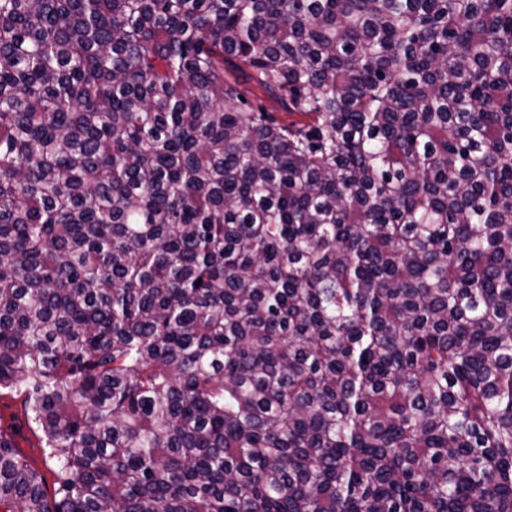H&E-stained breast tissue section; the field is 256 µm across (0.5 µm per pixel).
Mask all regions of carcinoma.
<instances>
[{
    "mask_svg": "<svg viewBox=\"0 0 512 512\" xmlns=\"http://www.w3.org/2000/svg\"><path fill=\"white\" fill-rule=\"evenodd\" d=\"M14 395L0 512H512V0H0ZM13 427L16 431L15 441L21 456L33 467L41 470L47 477L50 484L53 476L48 469L49 462H45L40 439L30 429L23 408L21 399L2 398L0 401V427Z\"/></svg>",
    "mask_w": 512,
    "mask_h": 512,
    "instance_id": "cac0c4a2",
    "label": "carcinoma"
}]
</instances>
